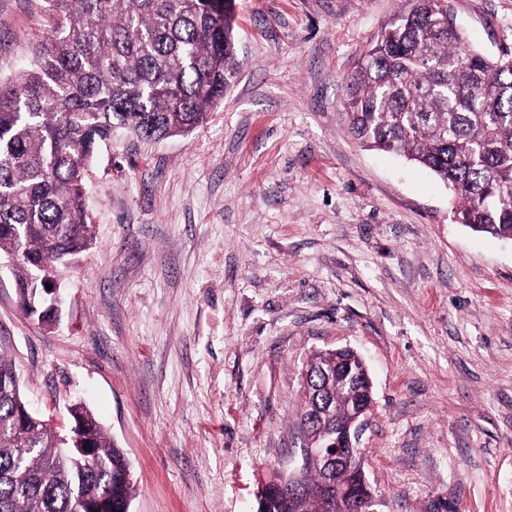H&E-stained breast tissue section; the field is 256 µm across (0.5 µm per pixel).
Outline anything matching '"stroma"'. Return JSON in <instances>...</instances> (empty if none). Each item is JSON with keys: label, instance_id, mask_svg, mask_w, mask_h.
I'll return each mask as SVG.
<instances>
[{"label": "stroma", "instance_id": "obj_1", "mask_svg": "<svg viewBox=\"0 0 512 512\" xmlns=\"http://www.w3.org/2000/svg\"><path fill=\"white\" fill-rule=\"evenodd\" d=\"M512 48V0H449ZM240 74L186 135L102 142L94 244L55 328L0 272V336L32 409L81 402L126 453L130 512H253L300 458V370L351 347L380 512H512V242L473 233L430 171L349 133L346 84L403 0H236ZM54 35L0 0V81Z\"/></svg>", "mask_w": 512, "mask_h": 512}]
</instances>
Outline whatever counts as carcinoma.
Returning <instances> with one entry per match:
<instances>
[{
    "mask_svg": "<svg viewBox=\"0 0 512 512\" xmlns=\"http://www.w3.org/2000/svg\"><path fill=\"white\" fill-rule=\"evenodd\" d=\"M235 0H46L57 35L16 79L0 83V255L14 254L19 303L46 287L47 268L94 242L85 171L97 147L124 130L156 141L186 135L224 100L240 68ZM448 0H412L360 55L347 82L351 134L431 170L472 231L512 240V50L490 57L440 19ZM301 390L305 440L319 444L364 400L362 367L326 353ZM0 343V512H84L93 493L130 507L124 451L80 405L94 455L64 448L57 428L27 407ZM333 473L317 459L268 486L263 512H345Z\"/></svg>",
    "mask_w": 512,
    "mask_h": 512,
    "instance_id": "cac0c4a2",
    "label": "carcinoma"
}]
</instances>
